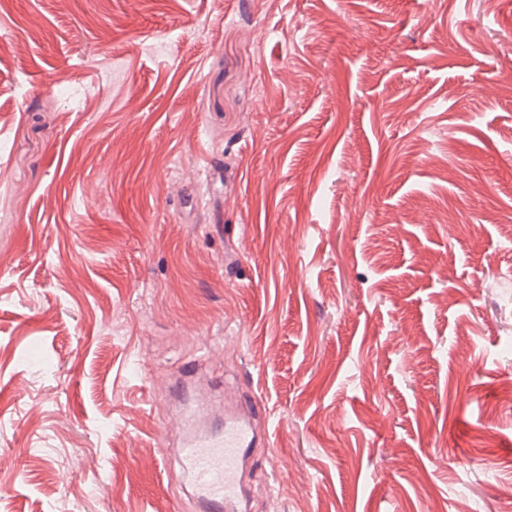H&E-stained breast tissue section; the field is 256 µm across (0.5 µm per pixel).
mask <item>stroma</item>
Segmentation results:
<instances>
[{"label": "stroma", "instance_id": "35a3bbf8", "mask_svg": "<svg viewBox=\"0 0 512 512\" xmlns=\"http://www.w3.org/2000/svg\"><path fill=\"white\" fill-rule=\"evenodd\" d=\"M504 224L506 0H0V512H175L207 347L253 512H505Z\"/></svg>", "mask_w": 512, "mask_h": 512}]
</instances>
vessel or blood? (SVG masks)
<instances>
[{
	"label": "vessel or blood",
	"instance_id": "b4317fda",
	"mask_svg": "<svg viewBox=\"0 0 512 512\" xmlns=\"http://www.w3.org/2000/svg\"><path fill=\"white\" fill-rule=\"evenodd\" d=\"M199 374V362H192L170 384L180 432L177 477L189 487L195 512H249L246 476L256 448L268 442L254 420L265 405L256 397L218 399Z\"/></svg>",
	"mask_w": 512,
	"mask_h": 512
}]
</instances>
